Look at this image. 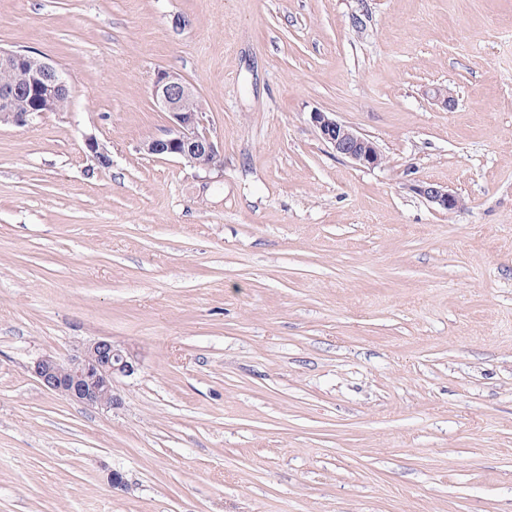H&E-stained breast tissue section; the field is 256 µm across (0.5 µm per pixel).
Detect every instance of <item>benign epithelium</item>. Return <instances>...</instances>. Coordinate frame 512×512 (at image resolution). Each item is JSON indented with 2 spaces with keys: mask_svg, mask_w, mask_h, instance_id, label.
I'll use <instances>...</instances> for the list:
<instances>
[{
  "mask_svg": "<svg viewBox=\"0 0 512 512\" xmlns=\"http://www.w3.org/2000/svg\"><path fill=\"white\" fill-rule=\"evenodd\" d=\"M0 71L14 80L0 84V126H26L46 112L65 107L69 99L68 80L56 64L28 50L0 49ZM197 88L182 75L157 71L152 98L167 114L168 130L162 137L143 143L151 155L173 157L200 170L220 163L221 154L205 123L204 112L195 106ZM310 122L320 138L339 155L361 168H382L386 159L375 142L330 112L310 113ZM415 192L444 213L464 207L463 198L433 182L414 186ZM138 359L128 348L107 338L97 339L76 354L62 360L45 355L34 362L33 373L41 385L70 401L115 409L122 405L116 379L138 370Z\"/></svg>",
  "mask_w": 512,
  "mask_h": 512,
  "instance_id": "obj_1",
  "label": "benign epithelium"
}]
</instances>
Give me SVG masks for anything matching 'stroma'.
<instances>
[{"mask_svg":"<svg viewBox=\"0 0 512 512\" xmlns=\"http://www.w3.org/2000/svg\"><path fill=\"white\" fill-rule=\"evenodd\" d=\"M0 48L70 86L0 127V512H512V0H0ZM160 70L219 166L143 150ZM103 337L120 408L32 374ZM310 122L320 138L339 155L361 168H382L386 159L375 142L330 112H311ZM415 192L444 213H454L464 207L463 198L448 188L433 182H422L414 186Z\"/></svg>","mask_w":512,"mask_h":512,"instance_id":"1","label":"stroma"}]
</instances>
